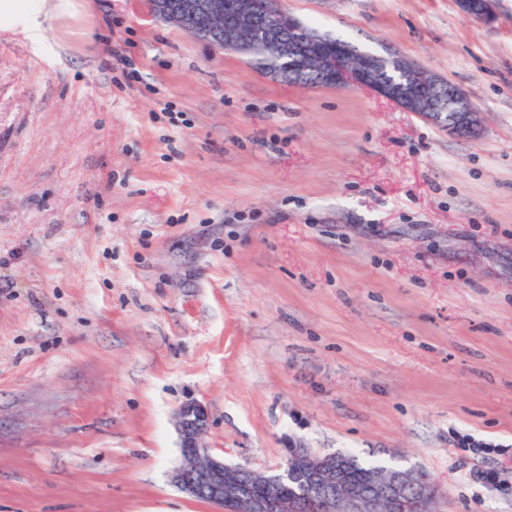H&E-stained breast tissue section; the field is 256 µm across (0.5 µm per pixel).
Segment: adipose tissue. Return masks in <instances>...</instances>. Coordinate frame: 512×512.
Listing matches in <instances>:
<instances>
[{"label":"adipose tissue","instance_id":"adipose-tissue-1","mask_svg":"<svg viewBox=\"0 0 512 512\" xmlns=\"http://www.w3.org/2000/svg\"><path fill=\"white\" fill-rule=\"evenodd\" d=\"M81 0H0V29L19 28L39 38L46 20L81 21Z\"/></svg>","mask_w":512,"mask_h":512}]
</instances>
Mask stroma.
I'll use <instances>...</instances> for the list:
<instances>
[{"label":"stroma","mask_w":512,"mask_h":512,"mask_svg":"<svg viewBox=\"0 0 512 512\" xmlns=\"http://www.w3.org/2000/svg\"><path fill=\"white\" fill-rule=\"evenodd\" d=\"M89 4L0 34V512H215L172 481L189 400L226 463L351 453L512 512V0H282L460 86L474 139ZM494 0H457L463 17L469 21L486 22L492 18Z\"/></svg>","instance_id":"1"}]
</instances>
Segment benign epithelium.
<instances>
[{
  "label": "benign epithelium",
  "mask_w": 512,
  "mask_h": 512,
  "mask_svg": "<svg viewBox=\"0 0 512 512\" xmlns=\"http://www.w3.org/2000/svg\"><path fill=\"white\" fill-rule=\"evenodd\" d=\"M463 17L486 22L493 0H457ZM152 15L175 24L212 46L230 51H258L273 61L266 74L291 79L289 69L304 67L331 87L357 86L392 101L409 112H420L454 135L480 134L479 112L460 87L426 72L416 61L396 52L367 57L352 46L325 47L315 42L279 0H238L230 17L224 0H150ZM180 462L172 472L176 486L192 498L204 497L224 512H301L303 499L321 505L322 512H422L438 488L419 468L409 465L384 471L365 484L346 477L349 461L343 454H317L305 448L290 450L285 467L257 481L238 478L243 465H229L213 454L203 437L210 424L205 406L185 402L176 411ZM300 477L305 495L288 494V477Z\"/></svg>",
  "instance_id": "1"
}]
</instances>
